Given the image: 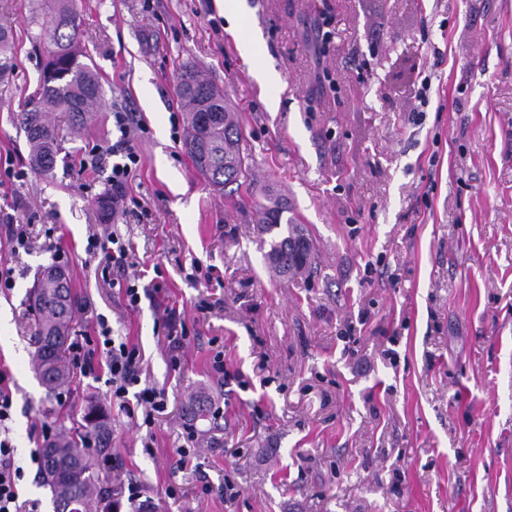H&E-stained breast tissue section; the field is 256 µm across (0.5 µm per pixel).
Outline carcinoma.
Listing matches in <instances>:
<instances>
[{
  "mask_svg": "<svg viewBox=\"0 0 512 512\" xmlns=\"http://www.w3.org/2000/svg\"><path fill=\"white\" fill-rule=\"evenodd\" d=\"M35 42L45 52L37 89L21 113L20 126L30 148V160L38 170L53 167L58 151V129L52 114L64 112L77 126L93 118L101 100V85L93 68L80 61V14L77 0H52L49 16L40 23ZM13 35L0 27V79L11 69ZM178 97L184 103L188 136L186 148L196 170L219 188L245 184L252 177L248 155L234 111L224 94L188 68L179 74ZM268 204L256 212L260 245L268 267L283 278L311 271L313 245L305 229L288 207L269 194ZM35 317V369L49 393L70 386L73 371L64 359L65 344L81 305L70 280L56 267L41 270L29 295ZM81 419L60 428L43 447L42 478L53 496L54 512H101L109 492L99 481L84 449L95 446L101 455L109 452L110 419L96 401H88Z\"/></svg>",
  "mask_w": 512,
  "mask_h": 512,
  "instance_id": "obj_1",
  "label": "carcinoma"
}]
</instances>
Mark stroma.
<instances>
[{
    "mask_svg": "<svg viewBox=\"0 0 512 512\" xmlns=\"http://www.w3.org/2000/svg\"><path fill=\"white\" fill-rule=\"evenodd\" d=\"M45 2L0 0L15 40L0 81V167L12 171L0 180V268L15 281L0 293V367L22 498L53 512L30 461L34 427L67 424L69 407L93 397L107 404L117 461L98 467L100 480L115 490L135 478L155 512H512V0H244L253 60L213 29L215 0H82L102 102L76 139L56 113L60 149L42 174L19 114L45 60L32 42ZM258 64L275 85L260 86ZM192 65L239 114L250 188L215 190L173 137L185 127L177 76ZM426 77L430 104L415 126L413 91ZM116 112L136 113L145 131L125 188L138 208L106 224L95 201L112 165L90 160L117 141ZM267 186L313 241L311 276L281 280L265 263L254 212ZM11 224L53 228V240L14 258ZM112 233L133 247L134 310L85 252L89 235ZM53 242L82 302L73 335L106 319L140 348L142 380L165 391L153 430L109 403L104 369L75 376L62 402L39 383L28 294L54 263ZM208 270L220 284H206ZM203 298L217 308L197 312ZM168 307L190 330L176 370ZM215 337L241 381L211 375ZM192 396L220 416L190 421ZM189 423L201 445L180 469ZM202 477L212 487L203 498ZM171 484L185 490L175 502Z\"/></svg>",
    "mask_w": 512,
    "mask_h": 512,
    "instance_id": "stroma-1",
    "label": "stroma"
}]
</instances>
